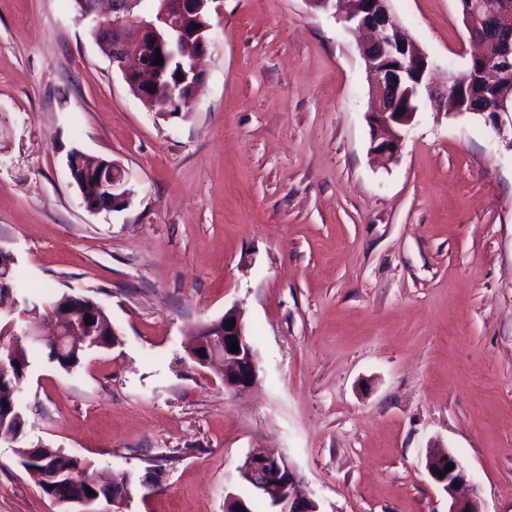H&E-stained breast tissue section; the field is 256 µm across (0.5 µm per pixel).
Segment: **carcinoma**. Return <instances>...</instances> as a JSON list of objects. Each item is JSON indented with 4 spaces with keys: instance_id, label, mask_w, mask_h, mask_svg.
I'll use <instances>...</instances> for the list:
<instances>
[{
    "instance_id": "carcinoma-1",
    "label": "carcinoma",
    "mask_w": 512,
    "mask_h": 512,
    "mask_svg": "<svg viewBox=\"0 0 512 512\" xmlns=\"http://www.w3.org/2000/svg\"><path fill=\"white\" fill-rule=\"evenodd\" d=\"M481 72V62L471 60L461 72L450 78L448 111L465 112L488 98L512 99L511 77H502L488 84L484 82ZM2 282L5 287H0V296L24 287L12 268L5 273L0 271ZM48 308L53 315L72 312L76 318L85 309L91 311L88 340L75 345L63 355L54 351L51 343L44 347V351H38V348L30 346L29 340L18 329L10 335H0V362L6 366V373L0 376V433L16 444L15 455L19 464L28 471L38 473L46 495L56 493L68 497L82 493L87 496L92 490L97 496L107 497L111 492V483L90 469V464H83L59 448L42 446L24 436L20 396L29 371L41 354H46L47 359L60 369L72 373L88 351L108 348L118 341V337L112 335V322L106 312L96 309V304L87 298L62 293L51 298Z\"/></svg>"
}]
</instances>
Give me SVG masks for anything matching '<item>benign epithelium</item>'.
I'll list each match as a JSON object with an SVG mask.
<instances>
[{"instance_id": "obj_1", "label": "benign epithelium", "mask_w": 512, "mask_h": 512, "mask_svg": "<svg viewBox=\"0 0 512 512\" xmlns=\"http://www.w3.org/2000/svg\"><path fill=\"white\" fill-rule=\"evenodd\" d=\"M143 0H110L109 11H95L94 0H84L81 12L94 21L95 37L107 43L112 63L122 65L127 60L133 66L124 71L131 93L149 107L161 98L159 113L172 116L182 112L185 102L193 103L202 83L199 68L206 51L211 24L202 22L211 14L218 0H155L153 9L142 6ZM321 8H332L336 19L347 27L367 29L374 37L362 43L360 55L365 64L370 93L375 101L368 113L371 129V149L385 161L398 158L407 127L416 113L405 103L402 75L413 71L424 85L425 94L438 102L446 112L448 91L436 89L433 65L418 44L408 36L391 12L390 0H311ZM483 16L488 29L479 32L468 26L471 36L480 45L475 59L486 62V77L494 81L512 72V0H468L467 16ZM190 48V61L183 79L172 84L164 81V71L153 64L156 52L163 60L177 57ZM400 65L393 68L392 62ZM67 165L77 185L85 209L92 213L124 210L130 206L133 190L127 172L117 161L92 159L78 148L67 155ZM235 320L234 327L227 322ZM86 324L76 325L72 314L55 318L53 341L62 336L73 342L84 340ZM237 340L239 352H230L232 340ZM197 351L190 353L197 366L205 368L215 362L224 366V389L235 394L247 392L258 376V355L247 337L240 314L231 307L210 327L207 336L195 340ZM204 354H199V351ZM453 464L451 471L446 465ZM430 477L448 495V512H481L477 497L463 495L460 489L470 483L462 462L449 451L431 450L426 455ZM239 476L250 481L256 491L269 496L275 512H319L318 504L304 481L283 457L267 454L247 456L238 467Z\"/></svg>"}]
</instances>
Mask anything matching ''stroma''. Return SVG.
I'll list each match as a JSON object with an SVG mask.
<instances>
[{
  "label": "stroma",
  "instance_id": "1",
  "mask_svg": "<svg viewBox=\"0 0 512 512\" xmlns=\"http://www.w3.org/2000/svg\"><path fill=\"white\" fill-rule=\"evenodd\" d=\"M439 80L474 52L458 0H390ZM186 116L147 109L74 0H0V250L25 289L100 305L119 333L21 395L27 439L106 476L161 469L123 512H224L238 468L283 455L319 512H448L436 442L482 512H512V116L423 102L397 161L370 153L357 34L308 0H222ZM134 192L88 212L71 148ZM238 307L254 388L184 347ZM0 512H63L0 440Z\"/></svg>",
  "mask_w": 512,
  "mask_h": 512
}]
</instances>
